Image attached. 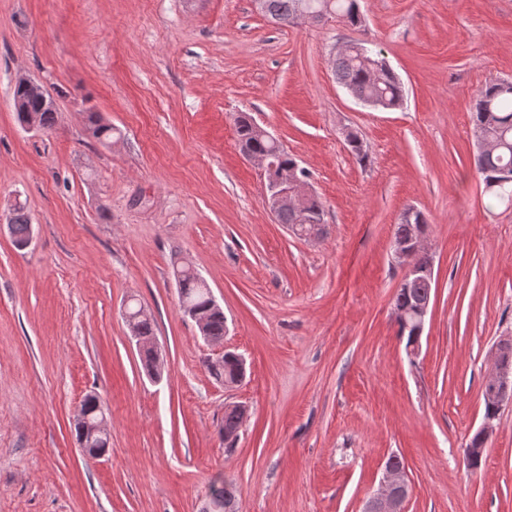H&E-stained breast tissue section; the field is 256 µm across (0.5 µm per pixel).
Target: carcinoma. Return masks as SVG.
Instances as JSON below:
<instances>
[{
	"instance_id": "cac0c4a2",
	"label": "carcinoma",
	"mask_w": 512,
	"mask_h": 512,
	"mask_svg": "<svg viewBox=\"0 0 512 512\" xmlns=\"http://www.w3.org/2000/svg\"><path fill=\"white\" fill-rule=\"evenodd\" d=\"M358 0H266V16L271 22L281 26L295 24V19L302 13L324 11L347 22L353 19ZM338 82L363 100L376 99L381 102V109L390 110L398 107L404 98L402 83L390 69L377 68L373 62H364L352 52H340L333 60ZM15 111L19 122H24L28 115L38 116L40 129L50 131L57 123L54 99L39 84L28 83L22 79L15 84L13 91ZM470 121L474 130L490 137H506L509 148L495 153L477 155L474 169L481 181L487 186L488 194L504 201H512V180L492 185L500 179L503 172L512 174V81L506 83L494 80L476 90L470 107ZM87 129L99 142L108 144L112 140V125L103 121L97 112L86 116ZM237 143L240 152L247 154H267L274 151L271 141L258 134L254 125L245 117L235 120ZM350 152L359 163L369 160L364 141L351 133L346 138ZM415 224L428 228L426 215L412 207L402 211L394 227L393 238L408 235ZM32 232V224L25 206L18 204L9 218V233L15 245L26 243ZM179 294L184 301L195 307L197 315L203 320V330L214 342L224 340V310L210 304L208 290L191 275H183L177 282ZM429 284L425 280H416L408 288H397L394 302L399 304L414 303L425 298ZM210 374L220 380L233 379L240 373L235 356L224 359V365H208ZM242 413L235 405L224 410V444L231 447L238 438L242 425Z\"/></svg>"
}]
</instances>
